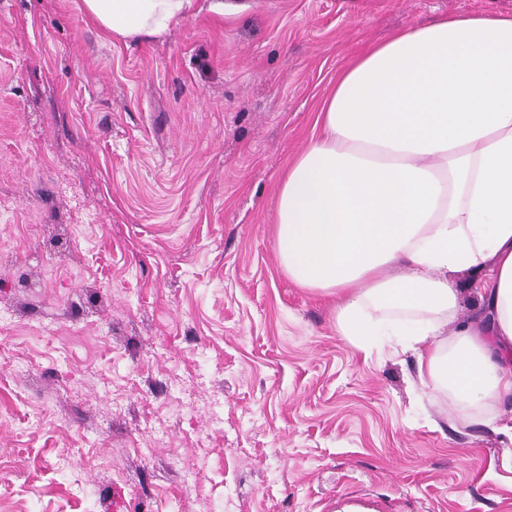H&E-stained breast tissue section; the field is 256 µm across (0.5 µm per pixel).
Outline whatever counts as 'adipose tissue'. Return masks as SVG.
<instances>
[{"label": "adipose tissue", "mask_w": 512, "mask_h": 512, "mask_svg": "<svg viewBox=\"0 0 512 512\" xmlns=\"http://www.w3.org/2000/svg\"><path fill=\"white\" fill-rule=\"evenodd\" d=\"M198 0H81L112 41L165 35ZM289 165L275 248L335 298L336 331L395 337L462 421L512 432V16L444 17L370 45ZM478 323L456 326L464 292ZM407 315L388 326L370 311Z\"/></svg>", "instance_id": "adipose-tissue-1"}]
</instances>
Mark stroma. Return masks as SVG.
I'll return each mask as SVG.
<instances>
[{
    "instance_id": "stroma-1",
    "label": "stroma",
    "mask_w": 512,
    "mask_h": 512,
    "mask_svg": "<svg viewBox=\"0 0 512 512\" xmlns=\"http://www.w3.org/2000/svg\"><path fill=\"white\" fill-rule=\"evenodd\" d=\"M0 0V512H512V437L336 332L279 182L368 44L512 0ZM199 0H81L80 10L112 42L160 37L192 15Z\"/></svg>"
}]
</instances>
